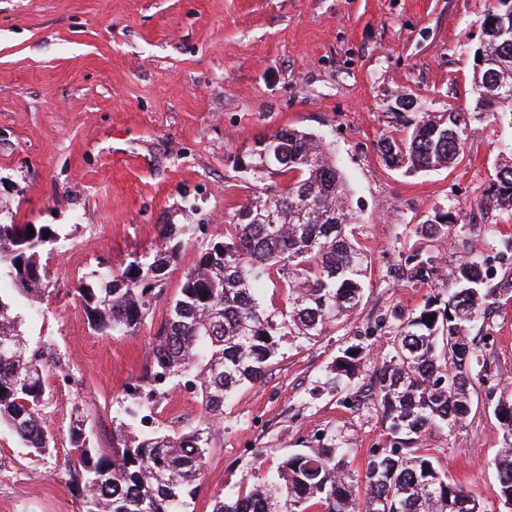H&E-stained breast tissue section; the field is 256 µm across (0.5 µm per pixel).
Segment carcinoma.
<instances>
[{"instance_id":"cac0c4a2","label":"carcinoma","mask_w":512,"mask_h":512,"mask_svg":"<svg viewBox=\"0 0 512 512\" xmlns=\"http://www.w3.org/2000/svg\"><path fill=\"white\" fill-rule=\"evenodd\" d=\"M504 12V0H496L485 15L481 53L491 65L477 68L474 94L478 113L512 125V35L500 36L498 26ZM490 77L499 86L496 97L486 95ZM467 130L462 112H428L406 136L385 138L378 149L393 166L450 167L463 155ZM266 141L268 147H255L239 162L253 194L184 273L153 347V364L112 418L111 453L98 454L83 420L70 422L62 467L82 512H188L209 433L132 435L144 408L140 391L152 397L184 380L201 394L205 414L219 419L237 388L264 379L283 331L314 341L361 302L367 251L354 237L346 182L328 145L317 134L291 128ZM274 176L288 177L283 189L266 183ZM487 202L512 207V157L498 164ZM190 231L189 224H163L155 253L137 256L121 270L98 265L87 272L76 294L96 334H137L152 308L154 289ZM420 233L425 245L415 255L412 278L424 281L433 270L430 248L448 239V223L423 224ZM59 241L49 224L0 222V425L43 460L56 452L41 417L56 363L48 347L30 348L21 310L48 290L41 258ZM450 279L457 287L401 320L389 337L391 356L378 369L373 403L393 437L392 447L373 452L360 475L344 468L350 448L330 444L290 454L263 483L217 500L213 512H309L315 505L323 512H483L417 449L429 432L453 431L472 411L469 384L480 359L471 331L485 318L492 293L481 287L476 258L460 262ZM268 281L286 293L284 306L276 310L259 301ZM359 359V351L345 350L336 375H350ZM494 413L503 441L494 465L508 505L512 398L498 401Z\"/></svg>"}]
</instances>
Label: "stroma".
Here are the masks:
<instances>
[{
	"instance_id": "35a3bbf8",
	"label": "stroma",
	"mask_w": 512,
	"mask_h": 512,
	"mask_svg": "<svg viewBox=\"0 0 512 512\" xmlns=\"http://www.w3.org/2000/svg\"><path fill=\"white\" fill-rule=\"evenodd\" d=\"M491 0H0V208L19 224H49L61 240L46 266L51 292L26 316L52 343L42 418L68 447L82 416L94 448H112L119 402L149 365L166 310L200 247L253 188L235 161L288 127L323 135L349 190L355 236L372 263L362 301L319 342L282 337L265 380L239 389L209 419L181 385L157 397L155 422L210 437L192 512L260 482L283 457L329 443L352 449L349 472L390 447L371 401L373 376L400 318L445 293L448 274L475 257L491 290L473 328L485 366L474 372L470 416L423 446L449 482L484 512H507L494 459V407L512 394V208L486 205L496 166L512 154V126L474 114L473 78ZM468 113L459 163L388 166L386 137L423 113ZM452 229L426 281L407 260L434 213ZM164 224L193 231L155 289L134 336H99L75 290L97 263L121 269L161 245ZM355 371L330 386L347 347ZM68 477L0 429V512H81Z\"/></svg>"
}]
</instances>
